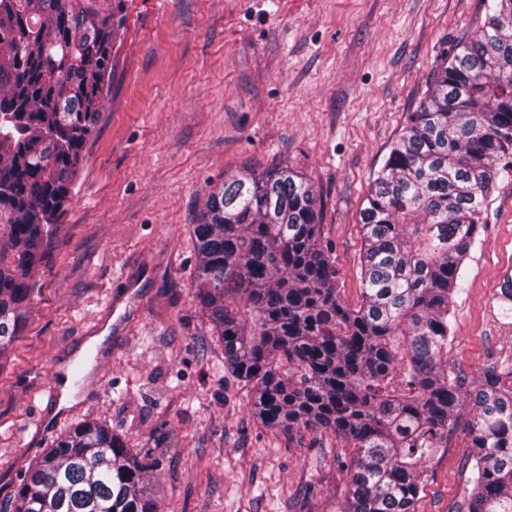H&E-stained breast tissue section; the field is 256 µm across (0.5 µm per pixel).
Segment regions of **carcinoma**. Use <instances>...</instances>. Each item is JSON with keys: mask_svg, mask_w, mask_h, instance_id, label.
I'll list each match as a JSON object with an SVG mask.
<instances>
[{"mask_svg": "<svg viewBox=\"0 0 512 512\" xmlns=\"http://www.w3.org/2000/svg\"><path fill=\"white\" fill-rule=\"evenodd\" d=\"M124 0H0V355L20 335L112 68ZM512 156V0L440 57L361 213L362 302L336 288L317 193L287 166L224 182L193 224V285L265 428L339 445L337 512H414L461 428L468 512H512V362L448 375L450 304ZM151 465L82 422L32 465L14 512H158Z\"/></svg>", "mask_w": 512, "mask_h": 512, "instance_id": "cac0c4a2", "label": "carcinoma"}]
</instances>
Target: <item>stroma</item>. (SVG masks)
I'll return each mask as SVG.
<instances>
[{"label": "stroma", "instance_id": "35a3bbf8", "mask_svg": "<svg viewBox=\"0 0 512 512\" xmlns=\"http://www.w3.org/2000/svg\"><path fill=\"white\" fill-rule=\"evenodd\" d=\"M489 0H125L112 73L24 328L0 357V512L83 421L155 465L160 512H336L331 436L262 427L193 287L210 190L285 165L318 193L336 286L362 300L360 212L430 80ZM451 302L448 370L512 358V174H500ZM111 357L96 363L88 337ZM88 383L62 397L68 356ZM463 433L427 465L415 512H467Z\"/></svg>", "mask_w": 512, "mask_h": 512}]
</instances>
